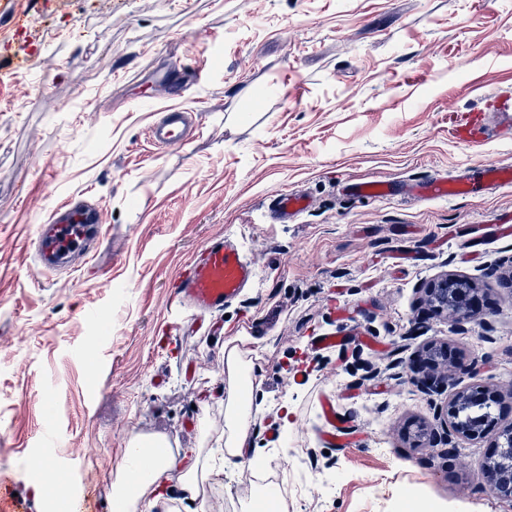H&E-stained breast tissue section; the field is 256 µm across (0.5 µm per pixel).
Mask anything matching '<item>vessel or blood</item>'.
<instances>
[{
	"label": "vessel or blood",
	"mask_w": 512,
	"mask_h": 512,
	"mask_svg": "<svg viewBox=\"0 0 512 512\" xmlns=\"http://www.w3.org/2000/svg\"><path fill=\"white\" fill-rule=\"evenodd\" d=\"M189 127L188 111L172 107L167 109L161 122L151 127L150 137L154 144L175 147L185 140ZM480 175V182L487 186L506 185L512 183V165L490 163L483 166ZM477 183L467 177L435 176L416 182L410 193L423 200L468 197L475 194ZM346 190L351 196L366 199L388 197L397 192L393 184L377 180L350 183ZM309 205V199L304 196L288 191L279 193L274 199L271 221L287 223ZM102 231V212L94 202L67 199L52 211L48 223L38 228L35 241L37 261L46 270L67 267L93 251ZM255 279L256 264L243 253L238 241L231 236L214 238L199 249L177 280L173 295L180 303L199 312L215 313L238 299ZM318 408L325 423L321 433L323 441L332 446L348 443L352 437L350 423L338 413L335 399L321 396Z\"/></svg>",
	"instance_id": "1"
}]
</instances>
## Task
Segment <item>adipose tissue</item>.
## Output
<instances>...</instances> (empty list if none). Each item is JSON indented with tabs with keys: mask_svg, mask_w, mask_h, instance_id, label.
<instances>
[{
	"mask_svg": "<svg viewBox=\"0 0 512 512\" xmlns=\"http://www.w3.org/2000/svg\"><path fill=\"white\" fill-rule=\"evenodd\" d=\"M224 355L226 373L230 383L224 406L226 428L224 467L232 470L239 464L241 448L251 422L253 378L251 366L249 362L244 361L237 345L231 342L226 343ZM144 458L151 459L153 476L157 477L168 471H176L182 495L196 497L198 486L193 470L178 469L176 461L164 449L148 447L134 437L130 439L117 466L115 492L112 497L113 512H136L147 489L144 477L138 476L136 473L139 461Z\"/></svg>",
	"mask_w": 512,
	"mask_h": 512,
	"instance_id": "obj_1",
	"label": "adipose tissue"
}]
</instances>
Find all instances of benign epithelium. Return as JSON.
Returning <instances> with one entry per match:
<instances>
[{"label":"benign epithelium","instance_id":"7a95c632","mask_svg":"<svg viewBox=\"0 0 512 512\" xmlns=\"http://www.w3.org/2000/svg\"><path fill=\"white\" fill-rule=\"evenodd\" d=\"M459 280L445 279L430 291V298L438 310L461 322L468 317L465 307V289L457 287ZM497 405V395L490 388L478 385L457 393L448 402L446 442L461 435L475 439L483 435L487 422L494 419L490 411ZM485 487L498 497L512 502V423L498 433L496 453L481 467Z\"/></svg>","mask_w":512,"mask_h":512}]
</instances>
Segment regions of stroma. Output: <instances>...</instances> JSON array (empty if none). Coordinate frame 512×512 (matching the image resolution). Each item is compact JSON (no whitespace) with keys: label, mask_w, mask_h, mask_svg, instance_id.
<instances>
[{"label":"stroma","mask_w":512,"mask_h":512,"mask_svg":"<svg viewBox=\"0 0 512 512\" xmlns=\"http://www.w3.org/2000/svg\"><path fill=\"white\" fill-rule=\"evenodd\" d=\"M176 68L201 83L156 95L153 77ZM508 90L512 0H0V480L44 512L49 460L72 502L110 512L137 434L197 464L198 499L171 512H243L258 456L287 512H395L406 494L445 512H512L482 485L494 433L457 439L449 457L411 441L476 383L502 393L497 426L512 422V235L482 233L512 214V187L432 201L342 190L512 163V137L452 135L457 113L494 116ZM171 107L195 110L196 128L160 151L147 129ZM285 191L313 204L271 223ZM81 194L104 214L97 253L70 274L40 272L38 225ZM222 235L257 278L201 317L171 285ZM447 274L484 302L461 326L425 296ZM322 334L350 341L312 351ZM233 338L260 370L228 472ZM433 345L475 374L431 365ZM323 394L352 420L347 445L320 438Z\"/></svg>","instance_id":"1"}]
</instances>
